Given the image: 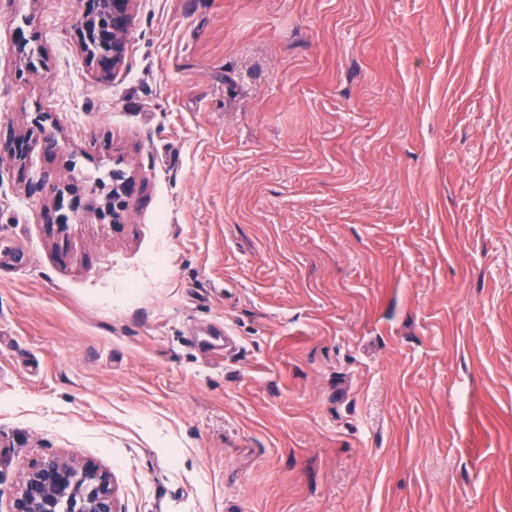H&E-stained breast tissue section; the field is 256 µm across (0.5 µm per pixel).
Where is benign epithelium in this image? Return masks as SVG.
Returning <instances> with one entry per match:
<instances>
[{
  "label": "benign epithelium",
  "mask_w": 512,
  "mask_h": 512,
  "mask_svg": "<svg viewBox=\"0 0 512 512\" xmlns=\"http://www.w3.org/2000/svg\"><path fill=\"white\" fill-rule=\"evenodd\" d=\"M83 8L73 24L80 43L94 38L105 48L94 57L103 71H113L122 59L124 37L131 23L132 0H82ZM107 5L111 21L104 27L99 13ZM25 139L11 130L0 136V153L6 152L22 162ZM136 182L121 173L113 176L112 195L104 198L98 211L112 224L125 223L127 198L134 194ZM118 512L109 474L97 463L49 456L33 463L24 474L12 499L9 512Z\"/></svg>",
  "instance_id": "benign-epithelium-1"
}]
</instances>
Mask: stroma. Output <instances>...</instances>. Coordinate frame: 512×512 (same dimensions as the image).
Here are the masks:
<instances>
[{"label": "stroma", "mask_w": 512, "mask_h": 512, "mask_svg": "<svg viewBox=\"0 0 512 512\" xmlns=\"http://www.w3.org/2000/svg\"><path fill=\"white\" fill-rule=\"evenodd\" d=\"M79 8L0 0V512H512V0H133L109 76ZM121 173L113 176L112 195L104 198L98 208L100 216H108L113 225L125 223L127 218V198L133 195L136 190L135 180ZM119 512L109 474L97 463L49 456L24 474L9 512Z\"/></svg>", "instance_id": "obj_1"}]
</instances>
